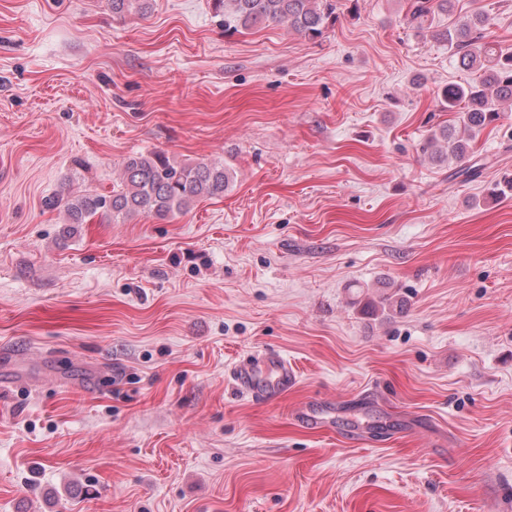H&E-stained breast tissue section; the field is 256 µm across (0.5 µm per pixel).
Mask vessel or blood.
<instances>
[{"instance_id": "vessel-or-blood-1", "label": "vessel or blood", "mask_w": 512, "mask_h": 512, "mask_svg": "<svg viewBox=\"0 0 512 512\" xmlns=\"http://www.w3.org/2000/svg\"><path fill=\"white\" fill-rule=\"evenodd\" d=\"M232 380L242 392L273 400L294 384L296 376L284 358L265 353L238 363L233 370Z\"/></svg>"}]
</instances>
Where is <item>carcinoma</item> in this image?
Listing matches in <instances>:
<instances>
[{"label":"carcinoma","instance_id":"carcinoma-1","mask_svg":"<svg viewBox=\"0 0 512 512\" xmlns=\"http://www.w3.org/2000/svg\"><path fill=\"white\" fill-rule=\"evenodd\" d=\"M150 2L112 0V15L120 17L133 8L145 15ZM453 2L409 0L407 22L417 29L430 26L437 15L451 10ZM213 5L224 15L226 33L276 23L313 42L322 39L339 17L338 0H213ZM488 22V15L478 12L443 33L449 50L473 78L444 89V102L458 113V126L441 128L423 151L443 141L448 156L460 163L455 177L477 171L468 164L475 134L501 118L502 105L512 103V48L487 41ZM232 181L231 169L222 164L205 160L186 164L159 151L140 153L127 159L122 181L112 194L85 190L68 196L65 208L72 224L115 222L139 214L164 219L187 210L201 196L224 195Z\"/></svg>","mask_w":512,"mask_h":512}]
</instances>
